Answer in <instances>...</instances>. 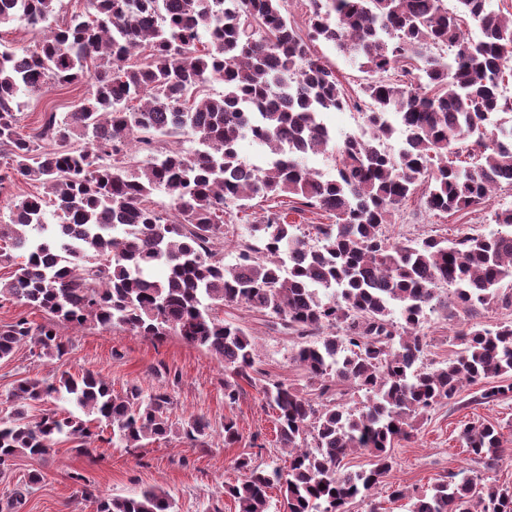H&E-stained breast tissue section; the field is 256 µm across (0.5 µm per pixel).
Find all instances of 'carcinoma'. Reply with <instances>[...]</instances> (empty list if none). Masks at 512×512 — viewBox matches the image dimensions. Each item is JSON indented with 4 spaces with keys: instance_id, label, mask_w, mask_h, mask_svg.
I'll list each match as a JSON object with an SVG mask.
<instances>
[{
    "instance_id": "1",
    "label": "carcinoma",
    "mask_w": 512,
    "mask_h": 512,
    "mask_svg": "<svg viewBox=\"0 0 512 512\" xmlns=\"http://www.w3.org/2000/svg\"><path fill=\"white\" fill-rule=\"evenodd\" d=\"M63 0H0V27L14 22L36 33L29 45L0 47V150L9 169L41 191L14 197L0 223V298L41 310L0 326V359L22 345L59 358L66 351L58 325L120 328L161 341L175 334L224 363V401L239 400L256 381L254 338L216 314L245 304L301 339L294 360L308 394L280 382L262 386L278 411V439L290 465L245 471L224 494L240 512H268L269 489H284L287 512H347L361 496L388 485L394 441L406 440L413 418L451 400L466 383L488 385L481 398L512 392V322L471 325L455 335L456 356L424 367L421 325L453 304L465 313L512 307L501 284L512 279V210L498 229L455 240L426 237L392 242L382 232L409 196L421 193L429 213H457L489 203L512 187V125L490 117L512 104L501 87L512 77V17L489 0H310L307 34L287 15V0H87L86 11L62 13ZM481 32L470 41L458 22ZM322 39L369 74L361 109L366 137H336L324 117L351 103L336 74L310 52ZM401 70L391 80L387 73ZM85 82L76 109L52 112L33 136L20 132L21 96ZM224 84V93L207 90ZM405 133L394 154L385 147L393 123ZM192 130L197 147H161ZM267 147L270 163L250 167L236 144ZM480 162L460 159L467 141ZM331 152L336 177L305 167L309 153ZM162 191L167 207L152 204ZM295 195L332 214L315 224L316 244L288 213L271 212L250 225V239L225 262L224 205L256 197ZM52 211L57 223L46 222ZM165 276L156 279L153 269ZM399 320H394V312ZM362 391L349 407L337 387ZM13 409L0 419V475L20 454L43 458L63 437L87 453L97 441L141 448L172 433L164 392L143 395L86 372L26 378L14 386ZM63 399L112 429L104 438L70 413L29 419L35 401ZM203 416L182 423L181 435L205 447ZM463 447L488 470L502 457L503 434L491 423H469ZM354 453L370 468L347 470ZM96 512H173L169 494L100 497L74 472ZM36 473L0 500L16 512L38 482ZM411 512H512V488L478 484L463 471L432 493L415 497Z\"/></svg>"
}]
</instances>
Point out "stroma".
I'll use <instances>...</instances> for the list:
<instances>
[{"mask_svg": "<svg viewBox=\"0 0 512 512\" xmlns=\"http://www.w3.org/2000/svg\"><path fill=\"white\" fill-rule=\"evenodd\" d=\"M310 50L335 71L349 94L360 93L366 73L331 43L314 41ZM85 91V85L76 84L29 100L21 115L22 133L34 134L45 113L61 116L71 112ZM274 207V201L265 198L253 199L244 207L227 203L224 219L230 225L228 239L234 242L246 237L249 224ZM505 209H512V187L507 185L497 190L488 207L453 215L425 213L414 195L395 211L385 231L394 242L486 233L496 227V212ZM216 314L249 329L257 345L259 366L267 377L298 389L305 387L304 373L294 361L298 348L295 336L274 329L260 313L242 305L218 308ZM503 322H512V307L496 306L473 315L460 311L446 317L432 315L422 327L427 338L422 360L436 365L454 357L458 350L454 336L466 325L478 323L491 328ZM61 333L69 345L61 359L37 357L23 346L12 357L0 360V417L11 411L10 393L18 380L91 372L110 381L118 393L133 385L147 394L167 392L173 424L192 415L205 416L210 437L204 448L190 447L180 435L173 434L166 440H147L141 448L104 443L88 455L76 451L68 441H58L52 457H19L11 471L0 477L2 499L15 485L26 482L32 472L41 473L40 482L31 485L18 512H95V503L77 497V486L70 478L75 471L85 475L103 496H135L144 489L159 487L171 496L175 512H210L216 504L224 512H239L237 503L224 493L225 485L242 478L233 465L235 458L243 455L256 466L287 469L288 457L276 439V411L265 400L261 387L244 385L238 402L226 405L224 367L205 350L177 336L155 342L121 329L65 327ZM483 389L480 383L465 386L454 399L417 416L410 439L394 443L391 454L396 465L390 480L404 487L408 496L387 503V512H408L409 495L429 492L451 471L463 469L480 475L485 482L512 488V392L485 400L481 397ZM230 419L236 421L241 438L228 448L224 445V423ZM478 421L500 425L504 433L503 457L489 471L463 448L460 439L464 425Z\"/></svg>", "mask_w": 512, "mask_h": 512, "instance_id": "obj_1", "label": "stroma"}]
</instances>
